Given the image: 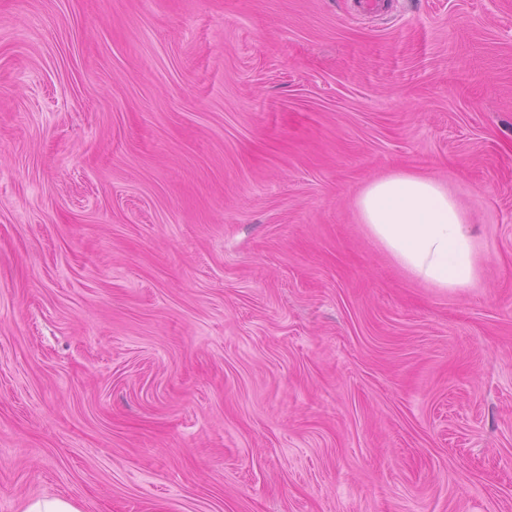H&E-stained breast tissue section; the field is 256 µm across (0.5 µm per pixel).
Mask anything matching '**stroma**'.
<instances>
[{
	"mask_svg": "<svg viewBox=\"0 0 512 512\" xmlns=\"http://www.w3.org/2000/svg\"><path fill=\"white\" fill-rule=\"evenodd\" d=\"M447 184L434 288L354 206ZM512 512V0H0V512ZM355 206L361 223L417 278L435 288H467L477 279L476 236L444 183L393 173L363 187ZM24 512H80L66 497H41L30 500Z\"/></svg>",
	"mask_w": 512,
	"mask_h": 512,
	"instance_id": "35a3bbf8",
	"label": "stroma"
}]
</instances>
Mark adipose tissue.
<instances>
[{
	"instance_id": "obj_1",
	"label": "adipose tissue",
	"mask_w": 512,
	"mask_h": 512,
	"mask_svg": "<svg viewBox=\"0 0 512 512\" xmlns=\"http://www.w3.org/2000/svg\"><path fill=\"white\" fill-rule=\"evenodd\" d=\"M355 206L361 222L417 278L436 288H466L476 280V237L444 183L397 172L363 187Z\"/></svg>"
}]
</instances>
